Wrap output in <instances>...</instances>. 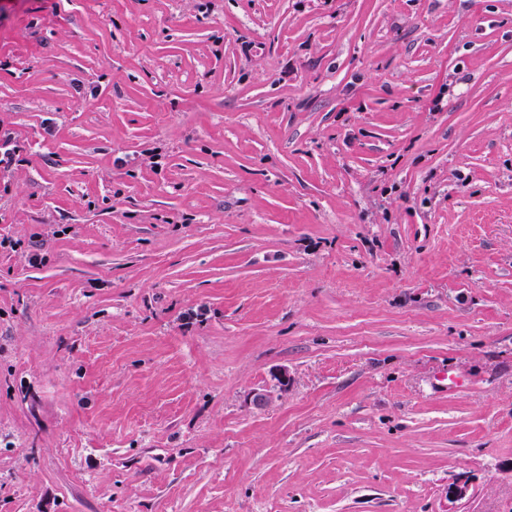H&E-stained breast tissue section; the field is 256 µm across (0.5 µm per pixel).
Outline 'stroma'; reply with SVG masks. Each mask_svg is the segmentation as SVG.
Here are the masks:
<instances>
[{
    "instance_id": "35a3bbf8",
    "label": "stroma",
    "mask_w": 512,
    "mask_h": 512,
    "mask_svg": "<svg viewBox=\"0 0 512 512\" xmlns=\"http://www.w3.org/2000/svg\"><path fill=\"white\" fill-rule=\"evenodd\" d=\"M1 133L0 512H512V0H0Z\"/></svg>"
}]
</instances>
